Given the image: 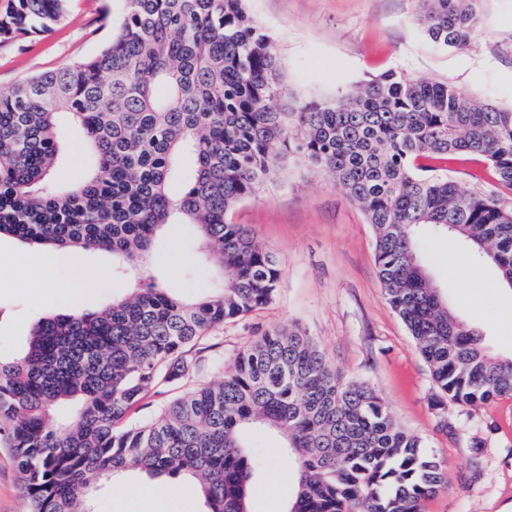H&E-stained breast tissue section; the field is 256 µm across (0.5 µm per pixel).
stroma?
I'll return each mask as SVG.
<instances>
[{
  "mask_svg": "<svg viewBox=\"0 0 512 512\" xmlns=\"http://www.w3.org/2000/svg\"><path fill=\"white\" fill-rule=\"evenodd\" d=\"M121 0H71L52 31L0 43V93L20 81L95 54L112 37ZM249 14L275 40L284 84L301 97H330L386 71L445 80L482 100L512 106V0H487L479 35L467 47L429 42L416 20L415 0H247ZM61 159L55 184L87 174L91 152L79 124L61 116ZM232 220L254 230L277 258L279 287L271 303L201 340V367L145 400L151 413L165 401L222 379L236 355L265 331L300 324L349 380L372 387L395 420L420 437L443 463L446 487L421 512H512V398L461 406L444 397L400 318L387 304L376 274L374 229L362 210L324 173L287 163L278 181L240 203ZM419 256L448 304L479 330L489 349L512 354V288L496 267L459 238L420 228ZM195 229L169 224L155 241L151 271L173 292L196 296L222 286L196 258ZM25 244L0 239V358L24 354L52 273L61 310L102 309L133 288L112 274L104 252L30 262L13 273ZM274 433L260 434V463L251 478L250 512H286L294 468ZM90 512H208L198 486L184 476L154 478L137 469L101 478ZM0 512H29L10 449L0 448Z\"/></svg>",
  "mask_w": 512,
  "mask_h": 512,
  "instance_id": "35a3bbf8",
  "label": "stroma"
}]
</instances>
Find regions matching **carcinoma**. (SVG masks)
<instances>
[{
  "label": "carcinoma",
  "mask_w": 512,
  "mask_h": 512,
  "mask_svg": "<svg viewBox=\"0 0 512 512\" xmlns=\"http://www.w3.org/2000/svg\"><path fill=\"white\" fill-rule=\"evenodd\" d=\"M68 2L16 0L0 42L49 30ZM123 2L96 55L0 93V237L108 252L114 274L136 279L99 311L43 318L25 354L0 359V447L12 449L30 512H86L91 486L128 468L191 474L209 512H249L256 428L281 436L293 462L287 512H420L445 485L441 462L298 325L258 337L219 382L117 424L195 366L203 337L273 300L276 258L229 214L291 159L330 175L373 225L385 299L438 388L464 406L512 398V356L492 354L448 306L416 243L422 225L449 232L512 288V107L396 71L341 96L292 98L245 0ZM415 2L435 44L465 48L481 30L485 0ZM62 113L94 162L53 189ZM457 156L487 164V189L437 174ZM176 217L194 226L223 289L185 298L148 273ZM70 400L76 413L54 420Z\"/></svg>",
  "instance_id": "1"
}]
</instances>
